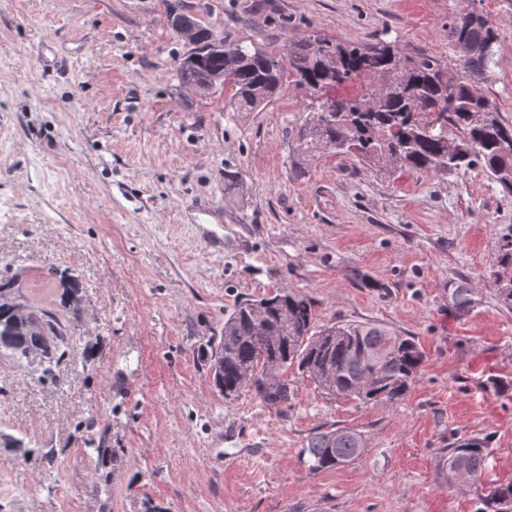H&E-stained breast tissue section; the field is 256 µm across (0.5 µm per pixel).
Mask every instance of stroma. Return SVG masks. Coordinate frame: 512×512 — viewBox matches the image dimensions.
Listing matches in <instances>:
<instances>
[{
	"instance_id": "1",
	"label": "stroma",
	"mask_w": 512,
	"mask_h": 512,
	"mask_svg": "<svg viewBox=\"0 0 512 512\" xmlns=\"http://www.w3.org/2000/svg\"><path fill=\"white\" fill-rule=\"evenodd\" d=\"M169 4L279 55L312 32L442 60L449 18L483 12L482 91L512 125V0H0V279L72 332L55 379L0 356V512H477L439 462L479 436L482 483L512 481V307L490 287L512 276V197L477 168L299 150L295 87L256 112L182 87ZM214 224L220 251L201 238ZM279 288L313 300L315 325L414 337L416 382L362 404L292 374L280 410L225 402L224 319ZM339 428L364 453L310 474L307 437Z\"/></svg>"
}]
</instances>
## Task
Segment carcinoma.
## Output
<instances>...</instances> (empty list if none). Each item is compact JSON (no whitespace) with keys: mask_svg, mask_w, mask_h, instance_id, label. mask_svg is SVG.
<instances>
[{"mask_svg":"<svg viewBox=\"0 0 512 512\" xmlns=\"http://www.w3.org/2000/svg\"><path fill=\"white\" fill-rule=\"evenodd\" d=\"M480 39L485 52L471 64L448 66L430 55L411 57L390 42L350 44L310 34L288 45L286 56L256 45L224 39V50L201 38L195 61L177 60L176 76L196 86L204 97L218 93L212 77L225 73L231 99L240 111L266 108L288 82L308 91L319 89L336 104L331 112L306 106L299 143L320 144L336 155L374 162L385 168L398 165L416 172L447 173L481 168L512 195V154L502 143L512 138V125L500 120L489 100L474 87L485 82L497 43L496 23L477 12V22L461 15L448 20V43ZM461 150L448 154L446 140ZM14 280L0 281V355L22 359L32 351L41 355L43 377L69 347V325L51 309L27 303L16 293ZM27 311L23 330L4 329ZM216 353L224 373L214 377L224 401L250 391L270 409L288 403V371L310 378L324 394L363 402H394L416 381L423 355L415 341L390 336L370 324L317 327L312 299L293 292L254 296L238 302L224 320V337ZM251 373V384L244 374ZM365 448L361 433L350 429L316 432L307 437L305 453L312 474L358 458ZM486 440L464 439L448 449L444 469L458 465L476 486L477 512H512L501 502L512 501V481L477 486L487 460Z\"/></svg>","mask_w":512,"mask_h":512,"instance_id":"cac0c4a2","label":"carcinoma"}]
</instances>
